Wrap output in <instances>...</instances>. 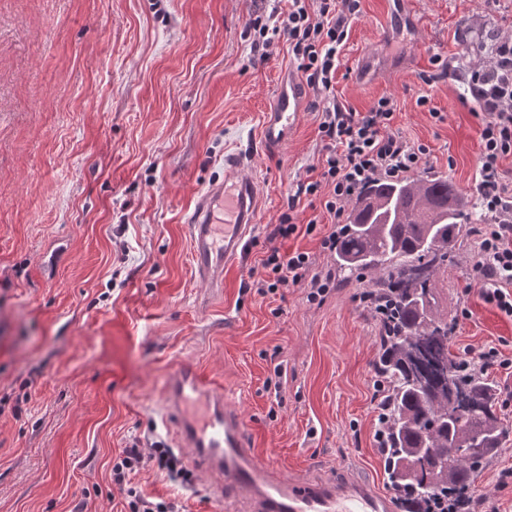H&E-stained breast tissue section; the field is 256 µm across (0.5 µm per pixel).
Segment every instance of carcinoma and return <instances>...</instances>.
Masks as SVG:
<instances>
[{
	"instance_id": "1",
	"label": "carcinoma",
	"mask_w": 512,
	"mask_h": 512,
	"mask_svg": "<svg viewBox=\"0 0 512 512\" xmlns=\"http://www.w3.org/2000/svg\"><path fill=\"white\" fill-rule=\"evenodd\" d=\"M472 237L461 191L446 174L369 182L338 235L334 264L388 301L375 371L388 396L384 471L407 502L456 496L512 432L496 385L459 371L437 300L448 251Z\"/></svg>"
}]
</instances>
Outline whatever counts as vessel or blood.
<instances>
[{
    "instance_id": "vessel-or-blood-1",
    "label": "vessel or blood",
    "mask_w": 512,
    "mask_h": 512,
    "mask_svg": "<svg viewBox=\"0 0 512 512\" xmlns=\"http://www.w3.org/2000/svg\"><path fill=\"white\" fill-rule=\"evenodd\" d=\"M305 92L293 72H282L262 129L267 150L288 141ZM245 160L224 158L223 179L200 194L186 219L194 271L212 291H221L224 272L249 252L256 223L257 189L242 176ZM231 394L202 368L180 362L167 378L164 422L175 447L191 449L190 464L212 478L214 495L235 512L241 500L249 512H391L390 499L361 481H294L257 458Z\"/></svg>"
}]
</instances>
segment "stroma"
Returning <instances> with one entry per match:
<instances>
[{"mask_svg":"<svg viewBox=\"0 0 512 512\" xmlns=\"http://www.w3.org/2000/svg\"><path fill=\"white\" fill-rule=\"evenodd\" d=\"M412 6L400 22L393 0H362L336 97L358 112L393 97L394 131L429 149L423 169L471 199L478 106L462 82L418 75L436 55L455 69L488 58L512 35V0ZM274 8L287 0H0V512H121L112 463L136 440L169 447L164 386L184 360L230 391L259 459L284 478L350 475L391 493L372 401L379 327L363 286L320 245L321 205L288 207L317 162L319 116L302 112L277 153L260 138L295 63L283 43L250 62L244 31ZM230 153L246 158L258 212L249 253L210 295L184 216ZM289 211L315 231L271 239ZM273 247L309 253L330 290L313 302L303 283L258 294ZM472 254L452 249L438 282L451 348L512 358V318L464 291ZM509 468L512 437L476 474L500 512H512V484H498ZM132 483L187 512H224L195 473L174 481L147 466Z\"/></svg>","mask_w":512,"mask_h":512,"instance_id":"1","label":"stroma"}]
</instances>
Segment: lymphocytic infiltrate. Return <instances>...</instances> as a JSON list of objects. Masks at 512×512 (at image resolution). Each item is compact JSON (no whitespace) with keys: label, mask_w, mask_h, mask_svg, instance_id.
I'll return each instance as SVG.
<instances>
[{"label":"lymphocytic infiltrate","mask_w":512,"mask_h":512,"mask_svg":"<svg viewBox=\"0 0 512 512\" xmlns=\"http://www.w3.org/2000/svg\"><path fill=\"white\" fill-rule=\"evenodd\" d=\"M361 16L360 0H288V9L259 10L246 25L252 57L266 59L273 47L286 43L288 53L313 95L311 107L319 112L321 141L317 177L293 184L288 193L289 213L283 214L272 235L286 239L299 230L313 232L315 222L299 227L291 211L301 199H319L333 223H341L348 204L361 187L376 179H397L417 170L428 149L392 128L396 103L379 97L364 112L337 101L334 93L340 54L353 23ZM456 78L466 84L480 107V143L475 177L476 200L484 214L476 225V248L470 280L488 304L512 317V175L503 161L512 156V37L496 41L487 61L452 73L447 60L436 56L419 80L428 86ZM305 252L271 248L262 261L265 276L257 283L260 294L308 281V300L324 296L331 278L311 273ZM171 477L182 475L179 459L169 449H123L112 465V482L125 495V512H181L179 501H155L131 487L129 476L146 466Z\"/></svg>","instance_id":"1"}]
</instances>
